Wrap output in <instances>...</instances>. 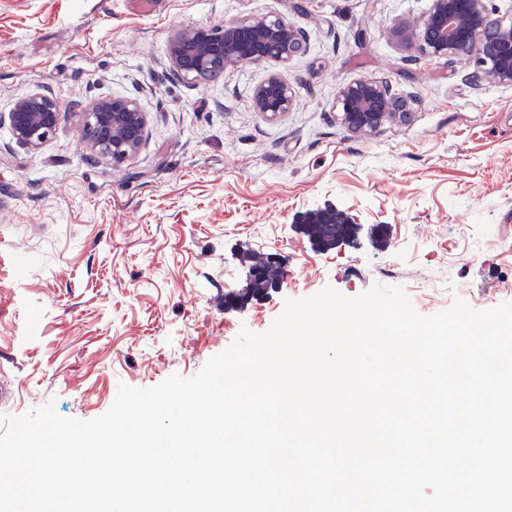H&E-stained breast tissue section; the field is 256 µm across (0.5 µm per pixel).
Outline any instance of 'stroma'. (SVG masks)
Here are the masks:
<instances>
[{
    "mask_svg": "<svg viewBox=\"0 0 512 512\" xmlns=\"http://www.w3.org/2000/svg\"><path fill=\"white\" fill-rule=\"evenodd\" d=\"M430 0H0V433L53 403L82 421L120 385L196 375L241 329L266 332L288 298L401 287L430 317L455 300L512 302V85L473 60L392 43L391 21ZM303 29L287 64H244L195 85L170 70L173 30L251 16ZM279 71L292 112L253 90ZM385 79L407 118L370 136L344 125L338 90ZM53 97L55 133L31 150L3 117ZM136 99L144 141L115 166L80 141L76 106ZM344 229L309 236L315 214ZM284 284L250 291L248 254ZM251 108L270 119H277L291 112L294 91L278 72H273L265 82L258 85L251 96Z\"/></svg>",
    "mask_w": 512,
    "mask_h": 512,
    "instance_id": "obj_1",
    "label": "stroma"
}]
</instances>
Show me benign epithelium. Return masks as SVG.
Masks as SVG:
<instances>
[{"label":"benign epithelium","mask_w":512,"mask_h":512,"mask_svg":"<svg viewBox=\"0 0 512 512\" xmlns=\"http://www.w3.org/2000/svg\"><path fill=\"white\" fill-rule=\"evenodd\" d=\"M486 0H431L422 24L392 23L389 39L406 49L435 58L472 56L476 80L512 84V23L493 17ZM306 48L303 30L282 17L253 16L232 23L176 30L169 39L173 76L194 84L208 81L218 69L241 64H285ZM251 108L270 119L290 112L294 91L277 72L258 85ZM407 104L388 81L360 79L337 93L336 109L353 131L371 135L406 114ZM88 150L121 164L140 148L146 115L132 98L93 101L81 110ZM16 142L35 150L56 130L59 112L53 99L32 94L8 113Z\"/></svg>","instance_id":"7a95c632"}]
</instances>
